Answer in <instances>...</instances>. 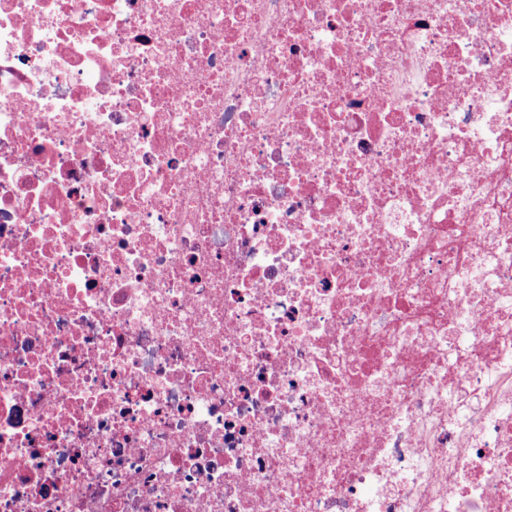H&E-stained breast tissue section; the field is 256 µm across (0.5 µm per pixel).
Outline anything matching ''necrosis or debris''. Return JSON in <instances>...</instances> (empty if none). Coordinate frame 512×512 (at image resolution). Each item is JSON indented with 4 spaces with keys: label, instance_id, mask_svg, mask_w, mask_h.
Listing matches in <instances>:
<instances>
[{
    "label": "necrosis or debris",
    "instance_id": "necrosis-or-debris-1",
    "mask_svg": "<svg viewBox=\"0 0 512 512\" xmlns=\"http://www.w3.org/2000/svg\"><path fill=\"white\" fill-rule=\"evenodd\" d=\"M0 512H512V0H0Z\"/></svg>",
    "mask_w": 512,
    "mask_h": 512
}]
</instances>
